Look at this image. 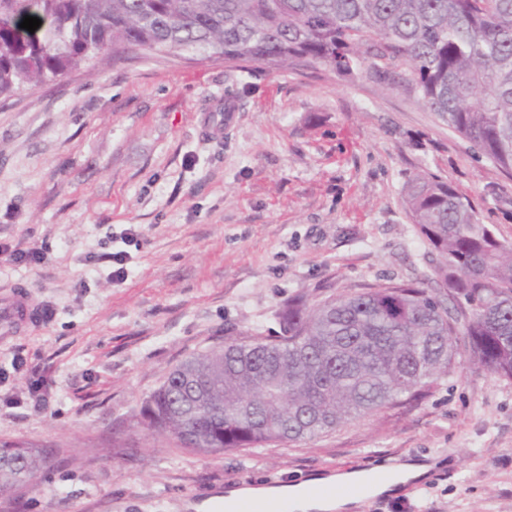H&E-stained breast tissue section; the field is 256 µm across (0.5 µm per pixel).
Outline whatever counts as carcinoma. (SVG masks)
Returning <instances> with one entry per match:
<instances>
[{"mask_svg": "<svg viewBox=\"0 0 512 512\" xmlns=\"http://www.w3.org/2000/svg\"><path fill=\"white\" fill-rule=\"evenodd\" d=\"M26 15L42 21L32 33ZM132 49L364 68L512 175V0H0V96ZM406 203L435 254L427 281L294 297L273 335L239 331L176 366L144 402L148 429L209 457L407 409L459 367L511 379L512 242L437 178L411 179ZM56 456L0 442V495L36 485Z\"/></svg>", "mask_w": 512, "mask_h": 512, "instance_id": "carcinoma-1", "label": "carcinoma"}]
</instances>
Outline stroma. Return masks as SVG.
<instances>
[{
    "mask_svg": "<svg viewBox=\"0 0 512 512\" xmlns=\"http://www.w3.org/2000/svg\"><path fill=\"white\" fill-rule=\"evenodd\" d=\"M418 174L512 242V177L363 71L140 50L0 97V243L42 255L0 259V290L44 313L0 335V441L59 459L0 512H208L232 488L414 461L424 478L352 512H512V379L470 367L406 412L250 453H187L141 414L182 360L275 327L298 294L429 274L404 204Z\"/></svg>",
    "mask_w": 512,
    "mask_h": 512,
    "instance_id": "obj_1",
    "label": "stroma"
}]
</instances>
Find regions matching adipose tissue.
<instances>
[{"label": "adipose tissue", "mask_w": 512, "mask_h": 512, "mask_svg": "<svg viewBox=\"0 0 512 512\" xmlns=\"http://www.w3.org/2000/svg\"><path fill=\"white\" fill-rule=\"evenodd\" d=\"M425 464L409 462L369 471H348L318 477L300 484L277 487H243L229 490L224 496L226 512L239 500L273 502L284 505L287 512H350L359 501L353 488H365L370 495H389L410 481L422 478Z\"/></svg>", "instance_id": "ef3b65f1"}]
</instances>
